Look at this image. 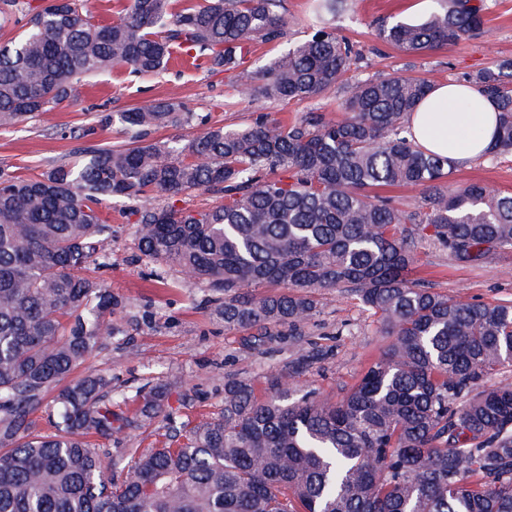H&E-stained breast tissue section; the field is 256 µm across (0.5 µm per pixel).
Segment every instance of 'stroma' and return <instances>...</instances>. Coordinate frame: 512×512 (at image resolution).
Masks as SVG:
<instances>
[{"instance_id": "35a3bbf8", "label": "stroma", "mask_w": 512, "mask_h": 512, "mask_svg": "<svg viewBox=\"0 0 512 512\" xmlns=\"http://www.w3.org/2000/svg\"><path fill=\"white\" fill-rule=\"evenodd\" d=\"M487 2L482 36L416 56L381 42L376 31L394 16H426L434 0H352L349 13L337 20L336 31L363 54L357 77L402 72L436 84L448 83L512 59V0ZM283 6L288 17L286 37L254 45L240 74L269 64L309 36L310 0H283ZM84 84L80 99L0 128V169L32 177L69 161L77 149L126 142L117 120L120 112L157 99L184 100L207 116L209 126L232 128L261 113L289 121L317 107L331 110L341 96L335 87L312 100L261 105L241 100L228 105L224 74L208 72L203 66L172 67L137 78L111 68L87 77ZM451 182H479L495 192L512 194V159L483 157L459 167ZM99 211L112 226V237L104 245L109 264L99 276L111 289L117 307L112 314L114 336L90 365L111 375L115 399L130 402L139 391L161 385L166 391L165 411L195 424L220 415L225 381L250 382L262 394L270 376L298 364L301 389L336 401L379 358L384 342L377 333L376 315L345 292L327 294L298 336H257L226 329L212 314L209 288L141 255L126 203L107 199ZM415 254L413 278L438 292L468 302L512 299L510 249L474 265H461L427 233L419 239Z\"/></svg>"}]
</instances>
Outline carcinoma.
I'll return each instance as SVG.
<instances>
[{
    "label": "carcinoma",
    "instance_id": "obj_1",
    "mask_svg": "<svg viewBox=\"0 0 512 512\" xmlns=\"http://www.w3.org/2000/svg\"><path fill=\"white\" fill-rule=\"evenodd\" d=\"M283 0H129L97 21L81 0H42L6 37L0 0V127L80 97L110 67L159 72L177 49L215 72L237 70L256 41L284 37ZM421 20L379 37L420 54L483 32L486 0H436ZM312 34L237 85L250 101H302L340 86L334 119L317 109L289 123L261 115L170 145L161 127L206 119L175 98L121 114L128 143L90 146L33 178L0 169V512H512V384L481 387L512 365V301L456 300L410 277L429 228L459 263L512 248V195L477 182L407 136L432 87L403 74L350 80L360 51L336 33L349 0H312ZM497 108L486 155H512V63L466 75ZM418 187L406 209L373 191ZM196 191L221 198L178 208ZM130 202L142 255L215 293L224 327L298 336L326 293L378 315L380 357L338 401L297 395L299 371L260 396L224 383L221 416L176 425L157 386L131 414L112 410V378L74 371L114 334L107 266L111 227L98 206ZM162 199L164 204H154ZM261 292H254L256 288ZM54 432L37 430L48 407ZM171 448L133 451L115 470L97 441L154 419Z\"/></svg>",
    "mask_w": 512,
    "mask_h": 512
}]
</instances>
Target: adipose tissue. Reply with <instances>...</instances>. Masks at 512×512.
<instances>
[{
	"label": "adipose tissue",
	"instance_id": "adipose-tissue-1",
	"mask_svg": "<svg viewBox=\"0 0 512 512\" xmlns=\"http://www.w3.org/2000/svg\"><path fill=\"white\" fill-rule=\"evenodd\" d=\"M494 103L469 84L436 86L408 118V129L423 150L461 165L482 158L495 129Z\"/></svg>",
	"mask_w": 512,
	"mask_h": 512
}]
</instances>
